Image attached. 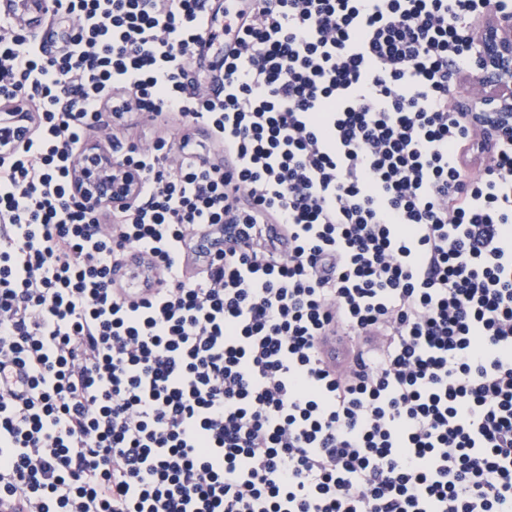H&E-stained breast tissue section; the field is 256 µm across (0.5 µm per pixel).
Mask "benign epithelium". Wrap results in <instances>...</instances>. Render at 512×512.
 I'll return each instance as SVG.
<instances>
[{"instance_id": "obj_1", "label": "benign epithelium", "mask_w": 512, "mask_h": 512, "mask_svg": "<svg viewBox=\"0 0 512 512\" xmlns=\"http://www.w3.org/2000/svg\"><path fill=\"white\" fill-rule=\"evenodd\" d=\"M489 27L476 79L487 83L492 92H482L477 99L481 100L479 111L505 132L512 129V17L494 16ZM33 128V115L22 101L0 102V151H8L26 140ZM71 180L75 194L89 204L123 209L135 201L141 174L119 163L111 144L93 141L75 158Z\"/></svg>"}]
</instances>
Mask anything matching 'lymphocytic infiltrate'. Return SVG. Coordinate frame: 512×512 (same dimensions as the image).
I'll return each instance as SVG.
<instances>
[{
  "label": "lymphocytic infiltrate",
  "instance_id": "1",
  "mask_svg": "<svg viewBox=\"0 0 512 512\" xmlns=\"http://www.w3.org/2000/svg\"><path fill=\"white\" fill-rule=\"evenodd\" d=\"M491 11L52 0L47 57L0 12V101L37 122L0 157L1 504L512 512V135L461 102ZM138 113L175 135L90 205L87 131ZM71 180L75 194L89 204L123 209L135 201L141 174L120 164L111 144L93 141L75 158Z\"/></svg>",
  "mask_w": 512,
  "mask_h": 512
}]
</instances>
